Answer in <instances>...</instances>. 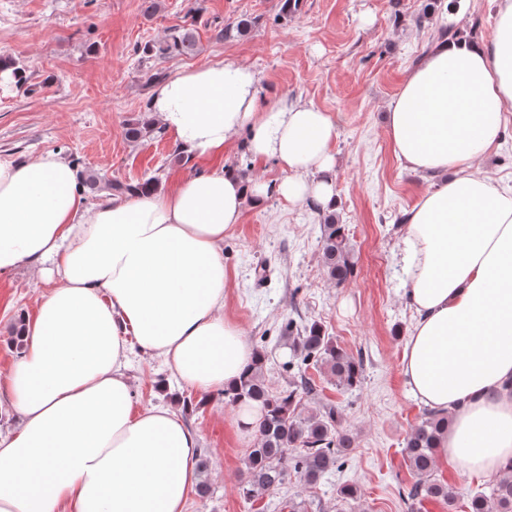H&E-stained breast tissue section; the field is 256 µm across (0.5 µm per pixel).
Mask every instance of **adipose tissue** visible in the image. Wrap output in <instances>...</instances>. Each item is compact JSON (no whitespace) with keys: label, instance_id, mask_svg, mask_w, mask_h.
I'll return each mask as SVG.
<instances>
[{"label":"adipose tissue","instance_id":"adipose-tissue-1","mask_svg":"<svg viewBox=\"0 0 512 512\" xmlns=\"http://www.w3.org/2000/svg\"><path fill=\"white\" fill-rule=\"evenodd\" d=\"M259 95L250 68L217 63L156 85L149 110L197 158L248 131L249 157L285 173L271 185L221 166L92 203L59 154L0 156V272L25 261L58 282L0 380L20 418L0 433V512H186L198 435L170 409L135 408L129 352L163 358L199 395L232 387L254 350L224 318L225 236L272 193L336 201L338 116ZM511 106L512 0H498L491 41L435 43L388 110L397 158L448 177L399 228L417 314L401 368L416 399L447 413L438 452L468 475L512 465V189L472 171Z\"/></svg>","mask_w":512,"mask_h":512}]
</instances>
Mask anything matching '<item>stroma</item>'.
Instances as JSON below:
<instances>
[{"label": "stroma", "instance_id": "35a3bbf8", "mask_svg": "<svg viewBox=\"0 0 512 512\" xmlns=\"http://www.w3.org/2000/svg\"><path fill=\"white\" fill-rule=\"evenodd\" d=\"M428 2L300 0L298 10L284 17L281 0H162L154 12L146 11L144 0H0V56L19 61L27 77L21 87L0 89L2 156L24 160L53 151L115 182L156 177L172 187L206 168V161L174 162L178 147L170 132L132 144L124 127L148 110L154 89L149 71L170 78L218 62L254 71L262 105L285 97L343 116L335 191L353 276L340 286L327 280L313 201L290 205L272 196L263 209L245 207L224 239V317L253 348L267 351V376L277 390L293 379L285 367L287 323L319 322L339 347L362 358L360 387H337L319 366L310 371L319 391L302 400L307 410L335 406L354 448L341 469L315 486L295 477L287 492L247 501L239 483L251 442L235 429L234 405L219 391L198 398L161 360L133 352L127 375L137 405L173 408L200 437L208 467L199 478L210 493L191 492L187 512H289L291 498L306 500L308 512H410L399 494L413 481L403 446L426 408L408 393L401 373L414 313L402 291L398 229L437 178L396 159L387 114L406 75L442 38L438 24L415 22ZM242 15L258 17V25L244 37L218 38L220 28ZM448 20L463 33L490 38L494 0H459ZM183 25L195 30L196 55L143 61L141 44ZM247 138L240 132L228 145L225 165L258 182L283 178L275 161L249 159ZM474 171L512 187V125ZM40 290L29 263L0 273L2 374L21 356L17 331L33 315ZM436 476L455 499L424 501L422 512H466L470 495L489 482L460 474L443 459ZM345 486L357 489L356 502L338 501Z\"/></svg>", "mask_w": 512, "mask_h": 512}]
</instances>
